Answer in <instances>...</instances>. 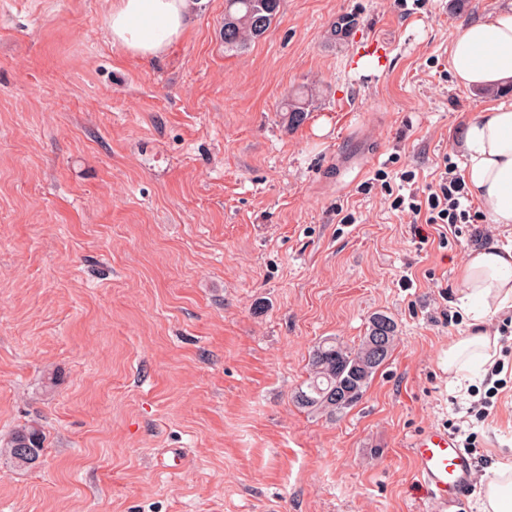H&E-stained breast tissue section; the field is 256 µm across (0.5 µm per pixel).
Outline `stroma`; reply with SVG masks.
I'll return each mask as SVG.
<instances>
[{"instance_id": "stroma-1", "label": "stroma", "mask_w": 512, "mask_h": 512, "mask_svg": "<svg viewBox=\"0 0 512 512\" xmlns=\"http://www.w3.org/2000/svg\"><path fill=\"white\" fill-rule=\"evenodd\" d=\"M112 2L0 0V445L45 436L32 468L0 456V512H437L408 443L472 401L447 352L473 243L419 244L390 203L496 104L448 72L496 0H282L231 51L204 0L157 58L113 46ZM377 314L398 340L361 400L299 407L316 346ZM475 431L462 512L512 459L511 388ZM315 94L310 88L299 89L288 95L285 100L282 112L283 119L288 129H293L302 125L311 111Z\"/></svg>"}]
</instances>
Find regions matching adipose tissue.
Returning <instances> with one entry per match:
<instances>
[{
    "label": "adipose tissue",
    "mask_w": 512,
    "mask_h": 512,
    "mask_svg": "<svg viewBox=\"0 0 512 512\" xmlns=\"http://www.w3.org/2000/svg\"><path fill=\"white\" fill-rule=\"evenodd\" d=\"M196 0H114L107 28L114 46L140 56L164 52L180 40ZM448 71L467 89L512 80V0L461 26L448 48ZM467 191L491 223L512 227V99L472 118L464 129ZM467 331L448 346V375L456 382L487 372L498 358L500 332L492 316H512V242L472 248L456 283Z\"/></svg>",
    "instance_id": "1"
}]
</instances>
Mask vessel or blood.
Listing matches in <instances>:
<instances>
[{
  "mask_svg": "<svg viewBox=\"0 0 512 512\" xmlns=\"http://www.w3.org/2000/svg\"><path fill=\"white\" fill-rule=\"evenodd\" d=\"M409 446L418 481L425 496L436 502L438 512H454L468 496L475 461L458 441L441 427L414 435Z\"/></svg>",
  "mask_w": 512,
  "mask_h": 512,
  "instance_id": "1",
  "label": "vessel or blood"
}]
</instances>
